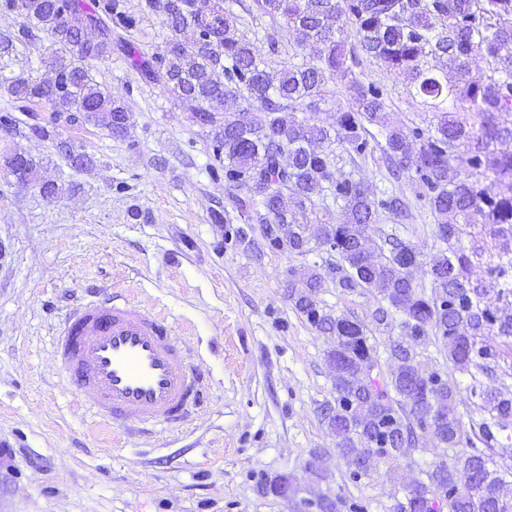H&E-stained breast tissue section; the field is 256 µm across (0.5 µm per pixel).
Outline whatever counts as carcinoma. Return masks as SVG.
<instances>
[{
  "instance_id": "1",
  "label": "carcinoma",
  "mask_w": 512,
  "mask_h": 512,
  "mask_svg": "<svg viewBox=\"0 0 512 512\" xmlns=\"http://www.w3.org/2000/svg\"><path fill=\"white\" fill-rule=\"evenodd\" d=\"M235 5L249 15L255 10L283 19L296 46L311 50L313 63L270 66ZM254 5L145 0L143 13L157 16L165 30L162 46L148 52L130 40L139 18L123 0H94L92 7L86 0H3L0 6L26 23L15 34L0 35V55L13 51L16 40L34 39L36 30L52 38L60 55L53 78L0 76V86L20 112L43 101L123 137L127 107L90 70V62L122 52L143 79L187 104L195 124L214 131L209 169L216 176L224 172L240 219L263 226L270 250L305 253L308 215L336 204L343 219L317 225L319 246L332 245L339 257L336 284L349 292H376L385 302L374 317L378 325H391L397 314L403 333L439 335L456 369L490 371L495 355L479 344L480 337L512 336V194L491 197L482 184L487 170L512 184V0H254ZM187 30L189 41L181 38ZM352 37L356 48L347 47ZM361 54L403 77L411 95L437 109L436 122L415 131L420 140L415 159L402 154L408 134L389 121L381 90L354 71ZM474 55L489 65L483 83L465 80ZM450 69L459 75L454 84L448 83ZM338 74L347 80L348 109L338 113L336 125H318L309 112ZM229 97L240 100L238 111H224ZM255 111L264 114L262 122L250 118ZM377 135L388 181H411L415 197L425 200L436 218L435 238L445 244L428 261L427 286L415 284L408 270L421 260L415 247L390 235L380 244L371 238L381 211L406 221L408 204L392 194L378 199L360 182L336 179L332 170V146L361 156L368 138ZM463 155L466 168L456 164ZM5 163L19 181L36 184L45 199L57 198L59 188L39 181L32 159L14 154ZM287 194L294 199L292 210L282 203ZM466 225L479 231L464 245ZM490 248L497 257L491 280L475 283L471 268ZM322 287L316 272L299 284L288 279V297L298 311L334 339L327 359L335 372V397L319 411L336 435V448L353 465L366 453L395 463L416 447L417 430L427 426L439 432L443 447L456 448L463 438L458 405L467 393L488 413L479 423L483 447L471 440L469 454L430 466L426 480L395 500L393 512H437L440 503L448 512H512L505 475L489 454L497 434L512 424V397L475 382L462 388L437 372L424 375L414 347L402 339L386 346L393 371L384 374L372 330L360 320L325 312L317 300ZM491 291L502 306L488 311L481 302Z\"/></svg>"
}]
</instances>
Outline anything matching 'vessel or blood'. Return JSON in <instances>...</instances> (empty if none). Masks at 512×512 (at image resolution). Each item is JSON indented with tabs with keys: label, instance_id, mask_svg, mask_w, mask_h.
I'll list each match as a JSON object with an SVG mask.
<instances>
[{
	"label": "vessel or blood",
	"instance_id": "vessel-or-blood-1",
	"mask_svg": "<svg viewBox=\"0 0 512 512\" xmlns=\"http://www.w3.org/2000/svg\"><path fill=\"white\" fill-rule=\"evenodd\" d=\"M53 348L60 372L91 393L97 417L167 428L187 422L203 400L174 326L131 298L109 293L70 307Z\"/></svg>",
	"mask_w": 512,
	"mask_h": 512
}]
</instances>
